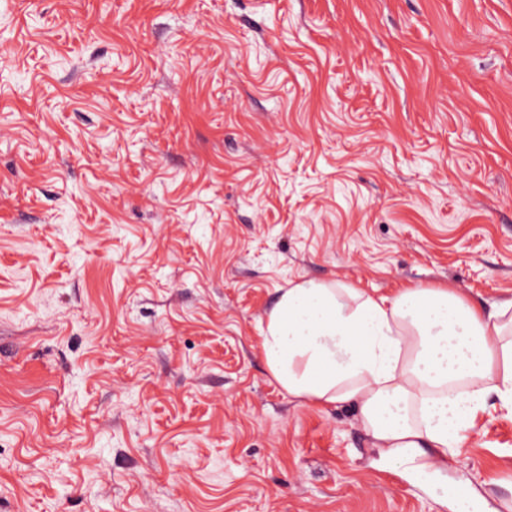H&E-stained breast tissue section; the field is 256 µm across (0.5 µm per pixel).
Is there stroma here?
Returning <instances> with one entry per match:
<instances>
[{"label": "stroma", "mask_w": 512, "mask_h": 512, "mask_svg": "<svg viewBox=\"0 0 512 512\" xmlns=\"http://www.w3.org/2000/svg\"><path fill=\"white\" fill-rule=\"evenodd\" d=\"M334 279L512 297V0H0V512H438L260 351Z\"/></svg>", "instance_id": "1"}]
</instances>
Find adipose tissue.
I'll use <instances>...</instances> for the list:
<instances>
[{
	"mask_svg": "<svg viewBox=\"0 0 512 512\" xmlns=\"http://www.w3.org/2000/svg\"><path fill=\"white\" fill-rule=\"evenodd\" d=\"M260 346L289 395L355 406L381 456L426 490L480 416L512 414V299L486 310L452 288L385 297L302 281L268 312Z\"/></svg>",
	"mask_w": 512,
	"mask_h": 512,
	"instance_id": "1",
	"label": "adipose tissue"
}]
</instances>
